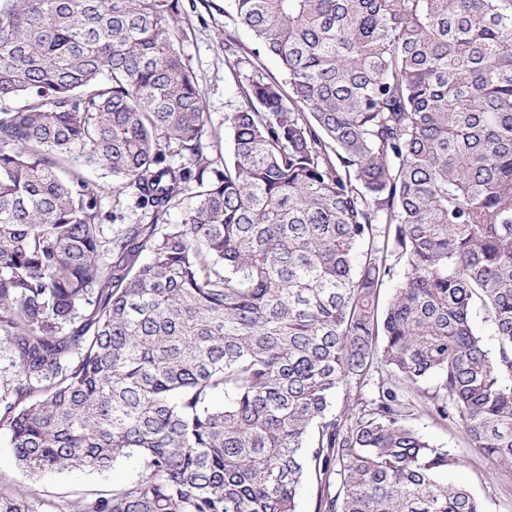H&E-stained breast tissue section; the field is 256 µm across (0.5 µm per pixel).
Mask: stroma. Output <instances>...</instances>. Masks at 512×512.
<instances>
[{
    "label": "stroma",
    "mask_w": 512,
    "mask_h": 512,
    "mask_svg": "<svg viewBox=\"0 0 512 512\" xmlns=\"http://www.w3.org/2000/svg\"><path fill=\"white\" fill-rule=\"evenodd\" d=\"M189 36L183 43L186 62L194 71L215 136V153L229 155L230 139L224 131V115L244 106L242 93L248 71L227 65L225 35H233L241 51H249L252 38L234 20L232 0H183ZM71 165L99 191L101 222L106 236H113L130 224H145L148 213L140 209L131 193L116 194L109 171L88 166L81 156H73ZM429 442L450 451L458 459L445 473L448 483L465 485L481 498L487 512H512V464L485 458L471 448L461 429L443 425L430 418L423 408H413L408 418ZM134 472L132 463H123L101 474L72 471L63 475L48 473L33 481L15 465L13 448L7 431L0 430V482L20 492L50 495L54 504H63L74 496L95 490H108Z\"/></svg>",
    "instance_id": "stroma-1"
}]
</instances>
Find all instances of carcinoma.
<instances>
[{
    "instance_id": "obj_1",
    "label": "carcinoma",
    "mask_w": 512,
    "mask_h": 512,
    "mask_svg": "<svg viewBox=\"0 0 512 512\" xmlns=\"http://www.w3.org/2000/svg\"><path fill=\"white\" fill-rule=\"evenodd\" d=\"M233 6L255 47L227 35L225 61L274 60L288 87L250 80L219 163L183 0H0V430L16 463L36 478L136 462L66 512H297L311 475L317 512H486L440 480L457 458L407 413L512 463V0ZM75 153L153 222L103 239ZM48 506L0 487V512ZM372 394L370 387H365L360 392H355V390L349 388V386H344L339 390L333 410H335L336 413H343L348 405L351 407L352 404H354V406L355 404H359L358 407H361L360 402L369 401L372 398Z\"/></svg>"
}]
</instances>
